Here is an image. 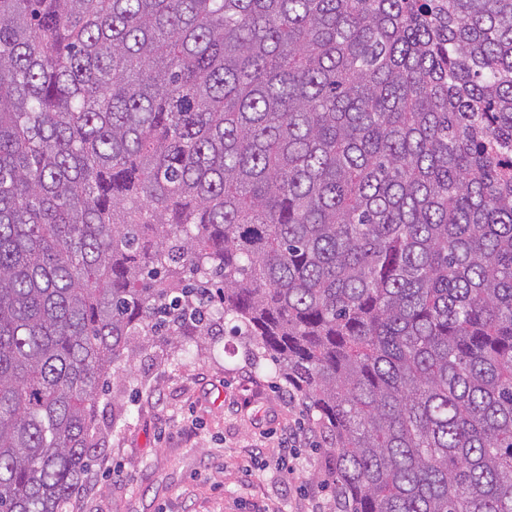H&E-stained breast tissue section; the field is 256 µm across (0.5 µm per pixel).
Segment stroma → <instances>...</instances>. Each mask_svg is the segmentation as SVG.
<instances>
[{"instance_id": "35a3bbf8", "label": "stroma", "mask_w": 512, "mask_h": 512, "mask_svg": "<svg viewBox=\"0 0 512 512\" xmlns=\"http://www.w3.org/2000/svg\"><path fill=\"white\" fill-rule=\"evenodd\" d=\"M165 363L137 360L146 387L98 404L105 447L72 512H334L320 430L236 337Z\"/></svg>"}]
</instances>
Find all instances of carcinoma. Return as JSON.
<instances>
[{"instance_id":"1","label":"carcinoma","mask_w":512,"mask_h":512,"mask_svg":"<svg viewBox=\"0 0 512 512\" xmlns=\"http://www.w3.org/2000/svg\"><path fill=\"white\" fill-rule=\"evenodd\" d=\"M218 324L336 512H512V0H0V512Z\"/></svg>"}]
</instances>
